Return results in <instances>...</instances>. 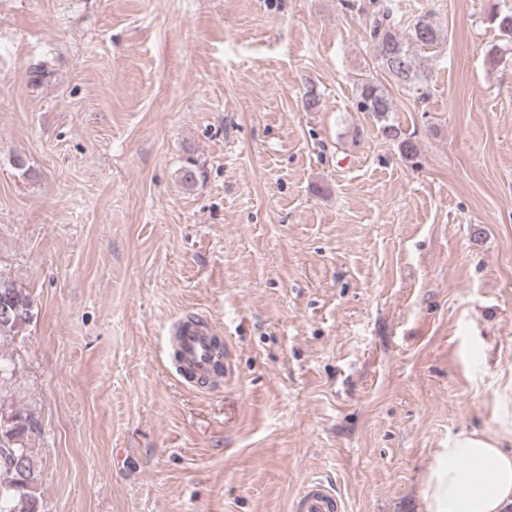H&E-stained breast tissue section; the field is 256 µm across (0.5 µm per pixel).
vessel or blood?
<instances>
[{
  "mask_svg": "<svg viewBox=\"0 0 512 512\" xmlns=\"http://www.w3.org/2000/svg\"><path fill=\"white\" fill-rule=\"evenodd\" d=\"M170 341L179 363L196 380L211 377L219 360L214 334L195 317L180 319L171 331ZM341 501L324 481H309L299 494L293 512H340Z\"/></svg>",
  "mask_w": 512,
  "mask_h": 512,
  "instance_id": "b4317fda",
  "label": "vessel or blood"
}]
</instances>
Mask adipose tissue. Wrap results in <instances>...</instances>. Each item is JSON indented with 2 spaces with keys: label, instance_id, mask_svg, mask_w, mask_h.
Returning a JSON list of instances; mask_svg holds the SVG:
<instances>
[{
  "label": "adipose tissue",
  "instance_id": "adipose-tissue-1",
  "mask_svg": "<svg viewBox=\"0 0 512 512\" xmlns=\"http://www.w3.org/2000/svg\"><path fill=\"white\" fill-rule=\"evenodd\" d=\"M420 493L426 512H512V448L460 433L434 451Z\"/></svg>",
  "mask_w": 512,
  "mask_h": 512
}]
</instances>
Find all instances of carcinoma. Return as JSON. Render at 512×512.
Segmentation results:
<instances>
[{
    "mask_svg": "<svg viewBox=\"0 0 512 512\" xmlns=\"http://www.w3.org/2000/svg\"><path fill=\"white\" fill-rule=\"evenodd\" d=\"M488 21L503 36L512 38V9H494ZM399 24L391 6L384 2L370 20L367 33L377 50L378 67L398 84L411 88L419 79L414 47L435 45L441 38V30L430 17L422 16L409 29L405 39L398 32ZM357 106L360 111L370 112L382 121L386 136L399 137L398 128L388 123V115L394 111L392 99L379 83L371 79L360 83ZM0 305L10 312V319H0L1 347L14 341L31 322L34 300L21 283L0 272ZM15 371L13 355L0 350V406L12 407L7 384ZM14 416L16 424L0 426V512H45L37 482V462L30 447L37 422L20 408L14 411Z\"/></svg>",
    "mask_w": 512,
    "mask_h": 512,
    "instance_id": "carcinoma-1",
    "label": "carcinoma"
}]
</instances>
